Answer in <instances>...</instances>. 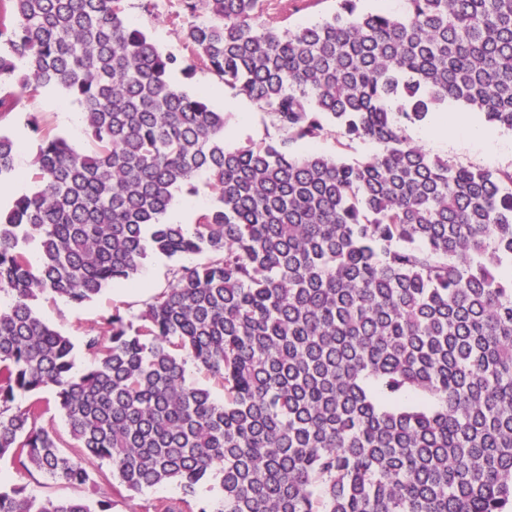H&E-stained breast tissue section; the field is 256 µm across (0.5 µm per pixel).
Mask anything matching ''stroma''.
Masks as SVG:
<instances>
[{"mask_svg":"<svg viewBox=\"0 0 512 512\" xmlns=\"http://www.w3.org/2000/svg\"><path fill=\"white\" fill-rule=\"evenodd\" d=\"M155 2L157 10L151 13L145 10L144 0H127V20L141 28L161 51L183 54L182 27L169 19L170 13L178 8L177 0ZM171 82L186 93L204 94L213 109L228 115L229 122L224 132V142L228 148H236L250 139L261 140L273 130L270 117L259 112L256 106H249L243 112L238 111L235 106L237 97L232 91L225 89L215 92L217 80L207 71H196L193 77L188 78L177 70L172 73ZM60 99L64 100V106L69 110L80 111V104L67 96L64 89L48 86L41 88L34 96L23 98L16 112L0 119V128L19 146L20 167L30 168L39 142V132L43 129L65 137L79 151L90 150L91 142L84 125L70 126L62 121L61 108L56 105ZM422 146L430 154L464 165L489 170L512 167V145L510 148L491 152L467 131L452 129L449 130L447 139H428L423 141ZM193 261L194 258L190 255L169 258L151 254L142 262L136 287H129L123 282L109 285L98 298L82 306L72 305L60 298L43 299L39 301L37 310L43 320L53 324L70 338L74 345V369L80 372L90 364V358L82 344L85 332L96 328L101 318L113 307L119 306L129 313H138L146 302L168 287L173 268ZM0 482L8 485L26 483L40 496L52 499L79 497L94 500L98 497L94 486L75 488L55 483L39 473L24 475L7 462L0 464Z\"/></svg>","mask_w":512,"mask_h":512,"instance_id":"obj_1","label":"stroma"}]
</instances>
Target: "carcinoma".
<instances>
[{
	"label": "carcinoma",
	"instance_id": "carcinoma-1",
	"mask_svg": "<svg viewBox=\"0 0 512 512\" xmlns=\"http://www.w3.org/2000/svg\"><path fill=\"white\" fill-rule=\"evenodd\" d=\"M124 2L0 0V82L65 89L93 146L43 133L35 191L0 212V461L108 488L0 486V512H111L171 482L182 497L153 512H512V169L407 136L450 99L512 130V0H336L296 27L271 0H178L181 57ZM177 68L278 136L227 148L224 113L172 85ZM330 124L377 151L300 150ZM17 153L0 134V181ZM201 174L217 204L189 233L164 217ZM151 253L206 261L135 317L114 307L75 373L36 302L87 303ZM190 363L224 401L187 383ZM53 408L69 443L42 424ZM209 479L214 502L197 496Z\"/></svg>",
	"mask_w": 512,
	"mask_h": 512
}]
</instances>
